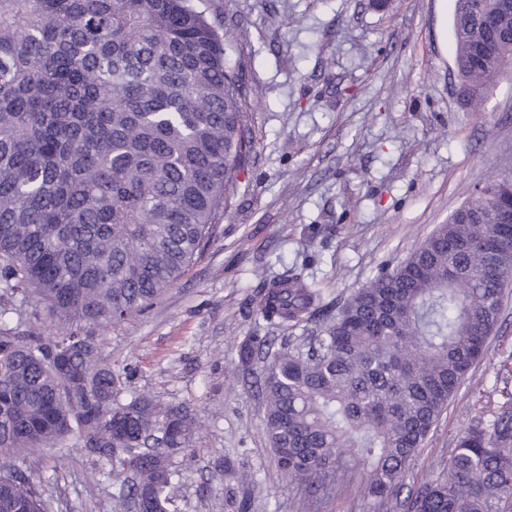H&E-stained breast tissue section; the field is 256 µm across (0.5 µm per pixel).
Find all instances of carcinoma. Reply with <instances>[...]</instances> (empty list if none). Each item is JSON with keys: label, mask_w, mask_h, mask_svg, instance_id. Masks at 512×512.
Instances as JSON below:
<instances>
[{"label": "carcinoma", "mask_w": 512, "mask_h": 512, "mask_svg": "<svg viewBox=\"0 0 512 512\" xmlns=\"http://www.w3.org/2000/svg\"><path fill=\"white\" fill-rule=\"evenodd\" d=\"M455 0V68L479 103L512 60V7ZM209 0H0V512H56L26 458L65 440L112 464L124 510L169 512L172 458L193 410L124 396L102 332L149 309L210 242L253 141L249 91ZM512 178L483 187L399 265L381 268L313 336L237 346L262 362L264 425L283 476L317 492L367 481L373 512L489 339L512 282ZM67 330L22 327L15 300ZM321 291L289 269L261 285L258 320L311 321ZM71 348V372H58ZM408 512H512V407L458 437L445 478Z\"/></svg>", "instance_id": "obj_1"}]
</instances>
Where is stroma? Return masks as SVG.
I'll use <instances>...</instances> for the list:
<instances>
[{"label":"stroma","instance_id":"1","mask_svg":"<svg viewBox=\"0 0 512 512\" xmlns=\"http://www.w3.org/2000/svg\"><path fill=\"white\" fill-rule=\"evenodd\" d=\"M232 60L254 92L255 144L210 243L149 310L109 328L126 388L184 403L199 427L175 459L173 512H371L349 476L315 494L285 480L262 397L235 371L261 281L289 268L342 304L396 266L476 187L512 175V63L480 106L454 65V0H220ZM512 397V295L487 356L407 470L405 492L442 477L458 435ZM28 472L58 512H119L115 477L64 444Z\"/></svg>","mask_w":512,"mask_h":512}]
</instances>
